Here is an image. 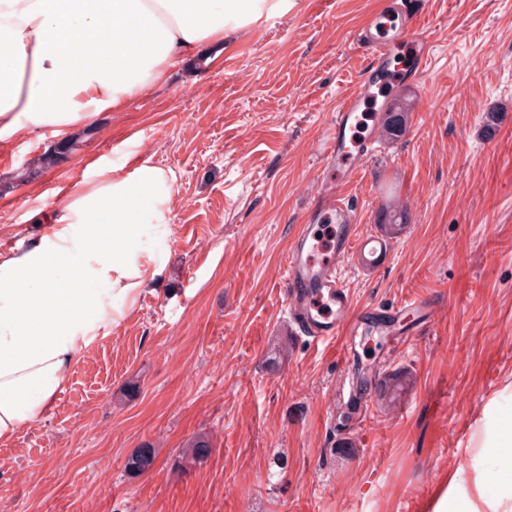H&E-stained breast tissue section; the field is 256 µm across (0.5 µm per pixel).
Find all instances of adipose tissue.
I'll list each match as a JSON object with an SVG mask.
<instances>
[{
    "mask_svg": "<svg viewBox=\"0 0 512 512\" xmlns=\"http://www.w3.org/2000/svg\"><path fill=\"white\" fill-rule=\"evenodd\" d=\"M288 0H0V140L111 111L173 61ZM172 171L139 159L62 189L50 228L0 252V442L40 420L81 353L110 336L151 276L137 226L171 223Z\"/></svg>",
    "mask_w": 512,
    "mask_h": 512,
    "instance_id": "adipose-tissue-1",
    "label": "adipose tissue"
}]
</instances>
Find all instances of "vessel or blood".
Masks as SVG:
<instances>
[{"label": "vessel or blood", "instance_id": "obj_1", "mask_svg": "<svg viewBox=\"0 0 512 512\" xmlns=\"http://www.w3.org/2000/svg\"><path fill=\"white\" fill-rule=\"evenodd\" d=\"M423 13L422 0H402L393 15H371L357 33L358 42L366 47L363 79L340 99L327 123L320 143V188L306 223L291 239L279 283L287 312L279 333L289 341L304 337L317 344H330L376 334L384 337L388 356L393 359L402 355L413 340L407 317H415L426 327L436 326L443 318L442 304L418 299L383 310L381 315H370L355 308L343 277L349 262L366 274L385 265L395 245L410 232L406 224H379L372 233L358 234L356 211L341 187L358 177L377 145L388 136L385 117L394 102L390 96L372 113L364 135L358 139L351 136L362 112L374 100L375 88L417 81L427 69L431 45L422 23ZM405 39L412 49L409 62L406 67L392 68L393 51ZM324 222L331 224L333 232L327 249L319 252L314 239ZM376 382L385 393L379 405L390 412L396 407V398L407 396L415 387L416 376L407 368L399 373L379 374ZM360 395L354 381L341 378L327 408V422H334L344 406Z\"/></svg>", "mask_w": 512, "mask_h": 512}]
</instances>
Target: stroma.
Here are the masks:
<instances>
[{
	"instance_id": "1",
	"label": "stroma",
	"mask_w": 512,
	"mask_h": 512,
	"mask_svg": "<svg viewBox=\"0 0 512 512\" xmlns=\"http://www.w3.org/2000/svg\"><path fill=\"white\" fill-rule=\"evenodd\" d=\"M393 0H290L239 29L196 73L174 62L79 149L19 181L61 142L44 126L0 140V252L25 248L53 189L102 160L172 170L168 224L140 225L156 275L112 336L83 352L55 406L0 444V512H448L504 499L512 512V0H428V69L396 90L406 130L343 191L361 233L399 198L413 231L366 275L358 308L445 305L400 359L420 384L400 414L371 412L344 446L326 424L335 345L284 354L278 283L318 186L316 141L361 78L355 40ZM210 445L187 457L195 440ZM153 460L130 461L142 448ZM472 460L451 483L454 459ZM498 473L487 484L485 470Z\"/></svg>"
}]
</instances>
